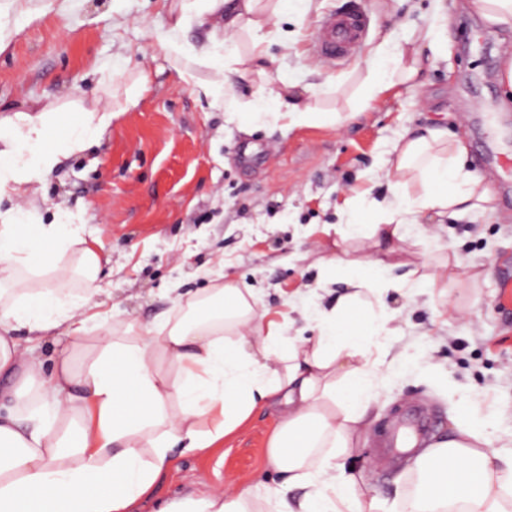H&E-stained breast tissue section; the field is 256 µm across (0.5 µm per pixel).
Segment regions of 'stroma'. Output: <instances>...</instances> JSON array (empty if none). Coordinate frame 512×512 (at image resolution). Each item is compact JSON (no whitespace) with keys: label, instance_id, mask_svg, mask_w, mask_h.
Returning a JSON list of instances; mask_svg holds the SVG:
<instances>
[{"label":"stroma","instance_id":"obj_1","mask_svg":"<svg viewBox=\"0 0 512 512\" xmlns=\"http://www.w3.org/2000/svg\"><path fill=\"white\" fill-rule=\"evenodd\" d=\"M46 13L22 26L0 54V102L64 104L91 95V64L110 69L107 85L126 88L146 75L137 105L113 120L96 153L62 159L46 186L48 205L81 215L86 234L100 238L111 259L105 277L109 304L148 324L175 300H193L232 269L240 287L259 291L283 309L303 282L320 273L317 261L344 242L363 261L381 251L365 238L344 239V213H362L360 193L377 197L385 180H369L383 153L420 125L448 131L467 148L464 164L482 180L485 210L461 217L427 213L400 228L401 261L446 267L447 280L409 292L370 297L393 315L398 331L384 344L390 355L420 356L410 372L380 385V408L362 438L354 468L376 493L394 499L410 481L404 455L388 448L391 429L411 407L432 414V434L450 433L449 394L461 392L473 410L495 411L497 430L512 432V90L500 81L512 35L463 8L441 13L438 0H313L297 49L273 48L268 81H237L236 95L278 91L282 79L313 88L311 103L344 115L341 128L266 125L242 129L223 108L199 97L154 50L168 28L164 0H33ZM365 10L368 36L351 61L330 67L312 35L323 16ZM431 27L444 43L421 86L402 85L362 116L353 111L368 58L387 32L393 43ZM275 414L256 413L237 436L205 456L175 457L141 512H157L190 490L224 483L276 485L267 464Z\"/></svg>","mask_w":512,"mask_h":512}]
</instances>
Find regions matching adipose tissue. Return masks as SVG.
I'll list each match as a JSON object with an SVG mask.
<instances>
[{
  "mask_svg": "<svg viewBox=\"0 0 512 512\" xmlns=\"http://www.w3.org/2000/svg\"><path fill=\"white\" fill-rule=\"evenodd\" d=\"M312 0H172L169 28L154 47L171 59L183 83L222 103L229 120L247 126L332 125L335 112L315 111L295 84L241 101L233 77L266 76L272 46L292 49L282 16L300 21ZM222 17V43L194 48L185 23ZM425 30L406 45L382 39L372 51L361 107L416 83L426 66ZM210 68L209 78L196 74ZM123 94L75 101V113L50 102L0 109V512H139L174 452L203 455L261 409L280 420L267 460L284 476L257 490L235 480L191 492L160 512H512V437L494 435L493 414L453 409L451 433L410 460L418 493L391 501L372 495L348 466L378 408L380 379L409 371L401 355L373 353L396 332L393 318L369 310L375 289L432 286L435 276H392L388 256L401 252L400 224L426 211L465 215L487 200L465 170V145L421 127L404 134L381 172L391 196L371 202L370 237L385 258L349 259L344 249L320 259V288L344 280L351 294L330 309L303 304L305 328L274 317L256 293L232 276L189 302L184 315L142 326L132 319L93 321L104 293L105 259L80 216L54 206L45 189L61 157L99 146L114 118L146 85ZM59 346L47 362L45 343Z\"/></svg>",
  "mask_w": 512,
  "mask_h": 512,
  "instance_id": "adipose-tissue-1",
  "label": "adipose tissue"
}]
</instances>
